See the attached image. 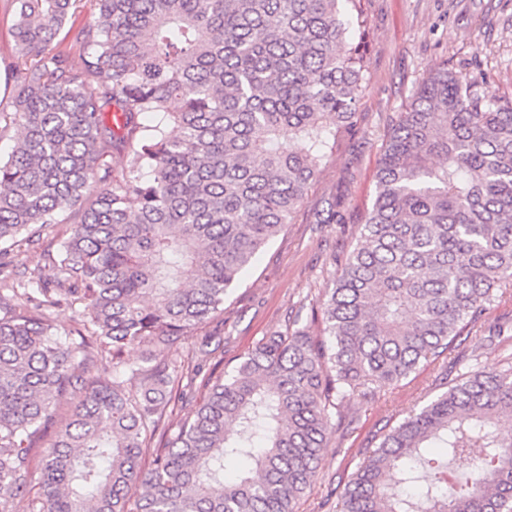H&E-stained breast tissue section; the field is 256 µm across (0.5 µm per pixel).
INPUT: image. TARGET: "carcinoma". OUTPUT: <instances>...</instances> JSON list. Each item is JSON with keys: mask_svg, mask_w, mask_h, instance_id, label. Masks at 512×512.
Here are the masks:
<instances>
[{"mask_svg": "<svg viewBox=\"0 0 512 512\" xmlns=\"http://www.w3.org/2000/svg\"><path fill=\"white\" fill-rule=\"evenodd\" d=\"M95 2L75 61L54 41L78 0H13L0 123L19 136L0 162V246L77 221L51 274L0 277V512L27 498L130 512L133 495L137 512H294L351 401L438 360L512 284V97L448 69L424 78L383 147L359 243L334 260L322 337L290 324L203 375L211 334L186 361L156 353L224 323L354 126L368 18L361 0ZM76 291L110 382L85 375L86 342L48 316ZM134 345L139 363L124 357ZM183 379L204 395L174 431ZM439 382L368 451L340 512H512V364ZM56 401L71 417L32 498L28 452Z\"/></svg>", "mask_w": 512, "mask_h": 512, "instance_id": "cac0c4a2", "label": "carcinoma"}]
</instances>
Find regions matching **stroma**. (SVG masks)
<instances>
[{
    "label": "stroma",
    "instance_id": "obj_1",
    "mask_svg": "<svg viewBox=\"0 0 512 512\" xmlns=\"http://www.w3.org/2000/svg\"><path fill=\"white\" fill-rule=\"evenodd\" d=\"M369 19L370 82L357 106L354 127L342 133L304 203L274 238L225 303L223 341L217 353L231 370L266 336L285 330L299 305L318 306L333 281L334 257L353 250L356 231L372 208L376 172L387 135L415 86L449 67L487 78L512 96V0H362ZM11 0H0V111L12 109L14 80L7 64L15 55ZM339 221L326 223L329 211ZM69 235L65 224H46L32 244L0 254L17 278L48 265L50 252ZM495 371L512 362V296L493 302L476 335L461 337L439 360L421 364L407 379L354 402L342 439L323 448L318 476L297 512H337L338 489L356 472L375 435L395 426L408 411L437 394L446 368L470 359Z\"/></svg>",
    "mask_w": 512,
    "mask_h": 512
}]
</instances>
